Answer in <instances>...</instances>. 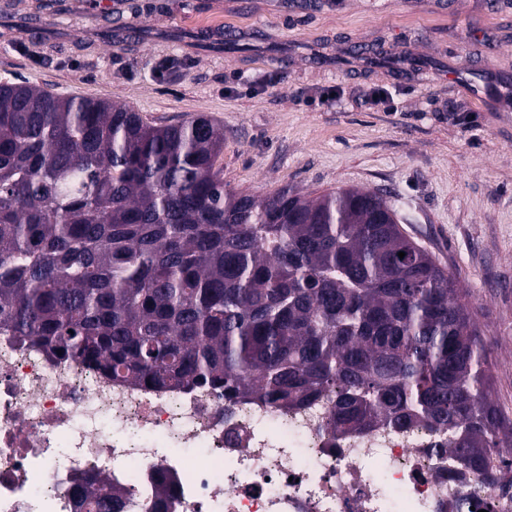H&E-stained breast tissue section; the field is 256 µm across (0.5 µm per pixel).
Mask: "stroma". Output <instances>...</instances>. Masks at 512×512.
Listing matches in <instances>:
<instances>
[{
	"instance_id": "1",
	"label": "stroma",
	"mask_w": 512,
	"mask_h": 512,
	"mask_svg": "<svg viewBox=\"0 0 512 512\" xmlns=\"http://www.w3.org/2000/svg\"><path fill=\"white\" fill-rule=\"evenodd\" d=\"M116 2L107 17L97 0H0V80L157 124L206 115L236 192L383 194L467 289L512 416V0ZM35 15L38 34L24 27ZM117 25L138 38L117 42ZM376 87L393 106L370 102Z\"/></svg>"
}]
</instances>
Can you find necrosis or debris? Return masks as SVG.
I'll return each instance as SVG.
<instances>
[{
  "instance_id": "necrosis-or-debris-1",
  "label": "necrosis or debris",
  "mask_w": 512,
  "mask_h": 512,
  "mask_svg": "<svg viewBox=\"0 0 512 512\" xmlns=\"http://www.w3.org/2000/svg\"><path fill=\"white\" fill-rule=\"evenodd\" d=\"M329 410L118 382L0 330V512H81L76 487L98 479L150 512L167 474V512H512L499 479L456 467L427 428L337 434Z\"/></svg>"
}]
</instances>
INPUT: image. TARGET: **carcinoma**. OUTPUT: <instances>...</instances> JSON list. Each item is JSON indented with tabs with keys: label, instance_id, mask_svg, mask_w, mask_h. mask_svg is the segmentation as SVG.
<instances>
[{
	"label": "carcinoma",
	"instance_id": "carcinoma-1",
	"mask_svg": "<svg viewBox=\"0 0 512 512\" xmlns=\"http://www.w3.org/2000/svg\"><path fill=\"white\" fill-rule=\"evenodd\" d=\"M224 128L0 81V329L112 379L224 400H331L336 433L426 423L487 472L512 459L468 292L379 194L224 187ZM405 253L399 257L398 253ZM77 491L90 512L123 493Z\"/></svg>",
	"mask_w": 512,
	"mask_h": 512
}]
</instances>
